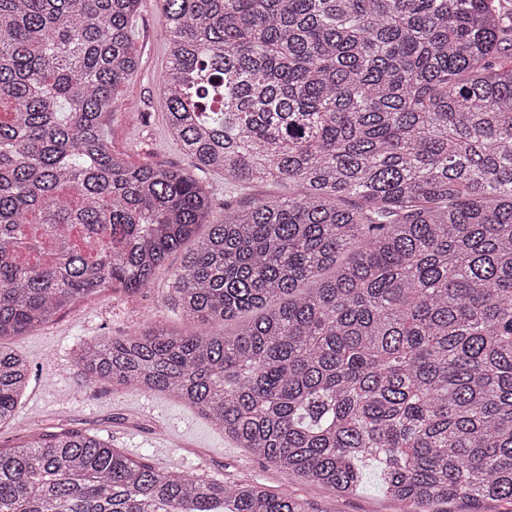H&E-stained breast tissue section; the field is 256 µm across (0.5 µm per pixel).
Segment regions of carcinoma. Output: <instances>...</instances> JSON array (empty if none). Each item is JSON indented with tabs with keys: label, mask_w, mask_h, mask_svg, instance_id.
<instances>
[{
	"label": "carcinoma",
	"mask_w": 512,
	"mask_h": 512,
	"mask_svg": "<svg viewBox=\"0 0 512 512\" xmlns=\"http://www.w3.org/2000/svg\"><path fill=\"white\" fill-rule=\"evenodd\" d=\"M141 0H0V427L8 340L150 287L211 210L173 167L112 154ZM500 0H157L169 131L224 185L174 274L183 318L79 348L88 386L167 396L344 497L380 469L404 512L512 502V25ZM0 512H304L248 477L158 470L96 435L0 448Z\"/></svg>",
	"instance_id": "obj_1"
}]
</instances>
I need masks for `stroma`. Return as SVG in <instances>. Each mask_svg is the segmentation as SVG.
I'll list each match as a JSON object with an SVG mask.
<instances>
[{
  "label": "stroma",
  "mask_w": 512,
  "mask_h": 512,
  "mask_svg": "<svg viewBox=\"0 0 512 512\" xmlns=\"http://www.w3.org/2000/svg\"><path fill=\"white\" fill-rule=\"evenodd\" d=\"M133 28L138 66L116 92L114 112L107 117L106 138L113 154L134 165L171 166L194 174L211 199L215 221L223 218L225 207L244 206L258 197L287 195L284 184L230 192L224 187L223 174L196 170L165 122L159 79L169 47L160 34L156 0H141ZM182 264V253L171 254L146 292L130 296L120 289H106L13 338L14 350L29 365L30 382L14 423L0 427V448L13 446L33 427L46 434L64 430L89 433L157 468L203 473L226 482L249 476L271 490L297 497L305 512H403L400 503L384 495L376 465L366 466L364 484L355 496L341 499L329 490L277 472L225 438L197 411L176 401L108 384L84 386L74 355L81 342L123 336L156 320L183 327L180 310L170 298L173 275Z\"/></svg>",
  "instance_id": "1"
}]
</instances>
